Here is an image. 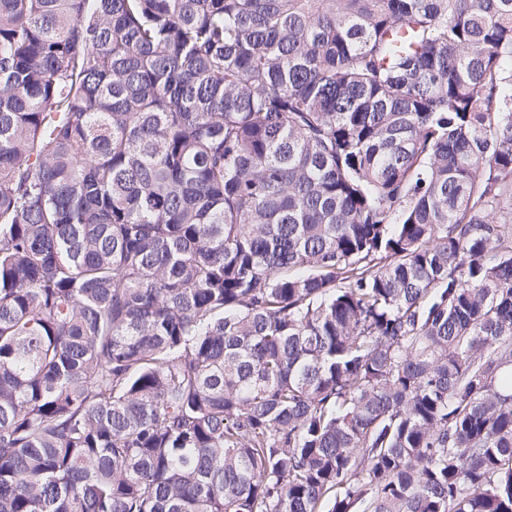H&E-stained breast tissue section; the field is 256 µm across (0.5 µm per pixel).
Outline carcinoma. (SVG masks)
I'll return each mask as SVG.
<instances>
[{
	"mask_svg": "<svg viewBox=\"0 0 512 512\" xmlns=\"http://www.w3.org/2000/svg\"><path fill=\"white\" fill-rule=\"evenodd\" d=\"M0 512H512V0H0Z\"/></svg>",
	"mask_w": 512,
	"mask_h": 512,
	"instance_id": "carcinoma-1",
	"label": "carcinoma"
}]
</instances>
